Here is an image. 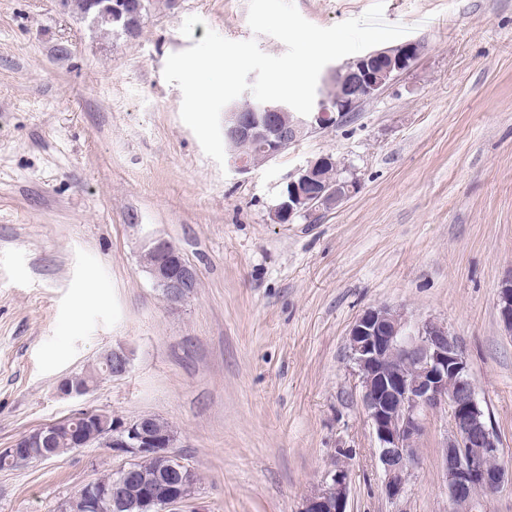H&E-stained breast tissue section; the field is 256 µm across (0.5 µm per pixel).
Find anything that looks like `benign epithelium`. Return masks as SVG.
<instances>
[{
    "mask_svg": "<svg viewBox=\"0 0 512 512\" xmlns=\"http://www.w3.org/2000/svg\"><path fill=\"white\" fill-rule=\"evenodd\" d=\"M91 7L98 22L122 20L130 26L138 20L143 0H91ZM422 53L421 43L407 42L372 50L336 68L324 80L323 94L307 116L280 102H259L248 112L227 107L224 139L230 145L259 143L266 160H272L288 146L337 123L363 101L377 97L398 75L410 70ZM336 89L342 91L339 107L332 95ZM327 163V157H318L289 177L288 190L272 212L273 221L285 224L296 215L331 210L353 193L357 186L354 179L324 180L322 171ZM140 259L154 287L170 303L178 304L192 293L197 270L169 239L148 235ZM497 307L501 323L512 333V275L499 284ZM349 353L357 367L364 409L379 442L389 499L405 492L423 433L422 417L440 411L449 417L443 452L449 512H475L480 498L498 491L505 476L504 467L492 464L499 454L498 437L484 419L468 361L448 327L434 320L411 323L402 312L388 307L368 308L350 328ZM102 360L106 361L104 379L120 378L131 366L124 348L109 350ZM95 387L94 383L77 384L71 376L59 383L58 392L80 397ZM62 433L67 434L72 449L102 447L113 454H129L134 462L120 468L119 479L112 484L99 480L85 484L65 502L61 512H98L105 498L121 507L123 486L139 477L137 463L148 457L159 460L162 468L145 492L146 502L171 510L194 494V469L170 451L175 433L157 428L152 417L117 422L107 411L81 409L44 424L8 448H0V457L18 464L39 461L45 457L46 445ZM348 498V472L339 466L306 498L301 512H348Z\"/></svg>",
    "mask_w": 512,
    "mask_h": 512,
    "instance_id": "7a95c632",
    "label": "benign epithelium"
}]
</instances>
